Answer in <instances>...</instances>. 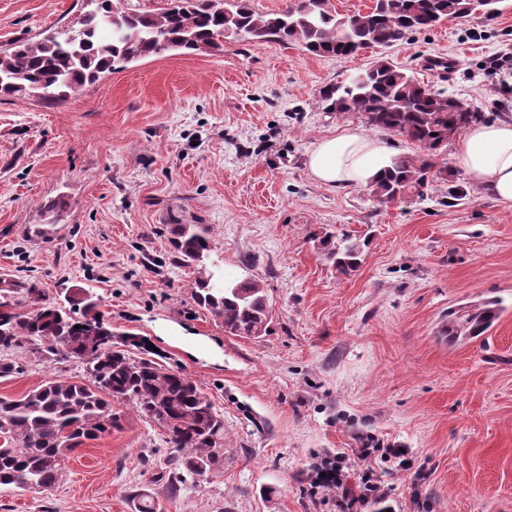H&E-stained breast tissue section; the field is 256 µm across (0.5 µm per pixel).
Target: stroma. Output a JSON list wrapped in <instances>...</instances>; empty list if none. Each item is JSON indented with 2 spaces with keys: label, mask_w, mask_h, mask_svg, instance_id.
Wrapping results in <instances>:
<instances>
[{
  "label": "stroma",
  "mask_w": 512,
  "mask_h": 512,
  "mask_svg": "<svg viewBox=\"0 0 512 512\" xmlns=\"http://www.w3.org/2000/svg\"><path fill=\"white\" fill-rule=\"evenodd\" d=\"M90 0H0V50L76 22ZM490 19H450L351 59L294 45L226 42L126 64L55 102L0 94V281L46 298L87 288L115 342L186 374L224 417V468L184 479L162 428L131 404L85 442L51 488L0 490V512H334L309 493L314 463L370 437L410 449L421 480L387 475L396 512H512V204L476 182L382 205L364 185L325 187L306 161L322 137L362 127L323 111L320 90L390 59L490 119H512V0ZM455 56L452 75L428 71ZM56 232L36 236L39 224ZM211 230L210 269L253 279L274 323L249 340L192 299L193 269L172 258L170 227ZM366 240L343 276L324 237ZM502 306L486 336L454 346L451 310ZM0 399L52 379L88 381L81 362L25 346Z\"/></svg>",
  "instance_id": "1"
}]
</instances>
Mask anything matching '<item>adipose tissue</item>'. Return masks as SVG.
Here are the masks:
<instances>
[{"label":"adipose tissue","instance_id":"adipose-tissue-1","mask_svg":"<svg viewBox=\"0 0 512 512\" xmlns=\"http://www.w3.org/2000/svg\"><path fill=\"white\" fill-rule=\"evenodd\" d=\"M459 165L497 201L512 203V120L466 129ZM394 152L359 129H345L317 142L308 155L309 173L327 186L367 185L393 163Z\"/></svg>","mask_w":512,"mask_h":512}]
</instances>
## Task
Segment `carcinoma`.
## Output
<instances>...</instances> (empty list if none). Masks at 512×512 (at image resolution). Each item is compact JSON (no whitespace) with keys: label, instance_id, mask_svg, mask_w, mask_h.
<instances>
[{"label":"carcinoma","instance_id":"cac0c4a2","mask_svg":"<svg viewBox=\"0 0 512 512\" xmlns=\"http://www.w3.org/2000/svg\"><path fill=\"white\" fill-rule=\"evenodd\" d=\"M497 0H374L364 14L339 17L331 0H291L279 12H256L251 0H180L158 13L137 14L96 0L79 28L18 40L0 51V93L40 94L64 99L117 66L176 50L182 54L219 50L224 41L276 40L325 57L350 59L367 48L389 47L417 30L446 19L476 14L491 17ZM323 110L356 114L371 129L385 130L415 144L419 153L394 159L384 176L369 185L377 201L422 198L440 184L448 199L467 195L466 182L438 157L463 129L485 121L467 101L436 92L387 60L320 92ZM174 261L196 272L197 304L224 326V332L259 339L270 332L272 306L250 280L220 281L204 260L211 251L203 224H177ZM323 250L341 275L355 271L360 241L344 235L322 240ZM69 307L48 302L25 282H0V351L26 343L52 358L63 354L85 364L93 384L54 379L19 399H0V487L40 490L53 486L71 454L112 430V402H130L155 420L173 448L179 473L204 476L224 468V418L187 375L145 358L134 359L112 342V324L93 293L74 288ZM80 316H74V313ZM500 315L486 301L448 314V335L482 336Z\"/></svg>","mask_w":512,"mask_h":512}]
</instances>
